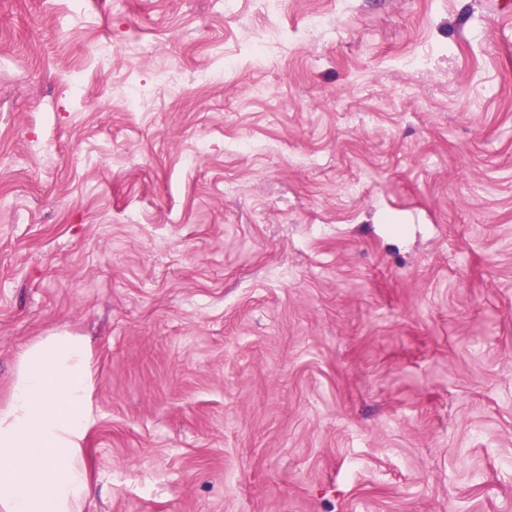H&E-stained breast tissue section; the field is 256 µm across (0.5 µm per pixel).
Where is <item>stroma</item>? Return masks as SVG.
I'll use <instances>...</instances> for the list:
<instances>
[{"instance_id":"35a3bbf8","label":"stroma","mask_w":512,"mask_h":512,"mask_svg":"<svg viewBox=\"0 0 512 512\" xmlns=\"http://www.w3.org/2000/svg\"><path fill=\"white\" fill-rule=\"evenodd\" d=\"M61 331L86 512H512V0H0V406Z\"/></svg>"}]
</instances>
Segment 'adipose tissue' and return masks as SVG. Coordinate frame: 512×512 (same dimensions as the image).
<instances>
[{"label":"adipose tissue","mask_w":512,"mask_h":512,"mask_svg":"<svg viewBox=\"0 0 512 512\" xmlns=\"http://www.w3.org/2000/svg\"><path fill=\"white\" fill-rule=\"evenodd\" d=\"M91 390L84 337L55 333L20 352L0 408V512H85Z\"/></svg>","instance_id":"adipose-tissue-1"}]
</instances>
